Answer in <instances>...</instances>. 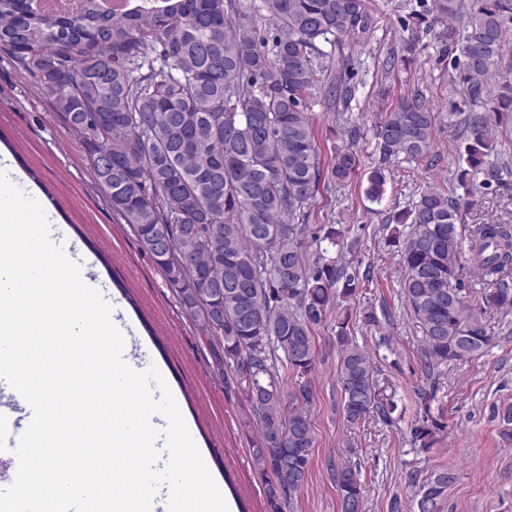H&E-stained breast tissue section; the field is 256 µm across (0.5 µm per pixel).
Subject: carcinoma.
<instances>
[{"label":"carcinoma","instance_id":"cac0c4a2","mask_svg":"<svg viewBox=\"0 0 512 512\" xmlns=\"http://www.w3.org/2000/svg\"><path fill=\"white\" fill-rule=\"evenodd\" d=\"M34 0H0V46L18 68L52 97L58 119L76 134L87 160L112 158L104 175L92 168L112 206L162 271L165 283L202 336H223L224 364L244 393V424L254 423L252 462L267 481L271 512L307 482L314 444L306 377L314 370L312 327L356 294L358 273L326 256L341 247L340 230L311 262L303 208L326 179L347 186L359 170L351 149L336 154L325 173L306 113L308 99L325 92L327 109L348 104L351 87L331 75L323 44L347 37L357 44L375 28L364 0H268L272 28L262 35L242 20L236 0H138L104 11L82 0L71 12H39ZM456 43L464 22L463 83L483 95V80L501 55L512 0H433ZM156 52L161 67L146 64ZM112 55V77L97 59ZM57 67L48 71L45 64ZM493 112L512 122V81L499 87ZM435 116L418 95L402 98L375 126L381 160H418L432 148ZM487 120L475 115L454 179L466 188L487 171L494 150ZM383 169L368 178L367 197L380 202ZM389 242L400 246L402 294L421 333L424 369L477 356L491 342L485 317L512 312V224L471 227L472 264L487 287L470 303L462 278L460 201L426 189L396 216ZM406 231H401V228ZM191 255V264L180 260ZM336 320L342 412L351 426L386 415L374 366ZM282 351L298 379L287 404L273 357ZM431 397L410 433L423 451L445 424L431 414ZM340 512H363L364 494L350 466L336 470ZM453 468H439L418 485L417 512H440Z\"/></svg>","mask_w":512,"mask_h":512}]
</instances>
